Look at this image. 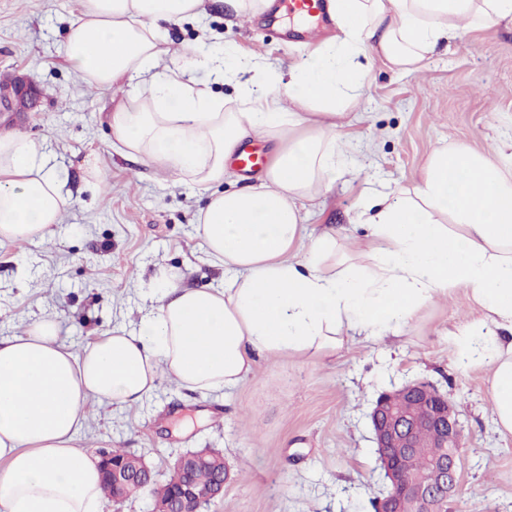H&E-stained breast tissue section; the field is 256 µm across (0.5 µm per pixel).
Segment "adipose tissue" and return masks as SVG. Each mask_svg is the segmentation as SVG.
I'll return each instance as SVG.
<instances>
[{"label": "adipose tissue", "mask_w": 512, "mask_h": 512, "mask_svg": "<svg viewBox=\"0 0 512 512\" xmlns=\"http://www.w3.org/2000/svg\"><path fill=\"white\" fill-rule=\"evenodd\" d=\"M204 0H78L66 30L73 72L135 96L108 113L118 148L209 193L197 232L224 267L220 288L159 279L140 333L112 330L74 354L54 318L0 338V512H104L100 460L81 450L87 406L132 407L160 378L206 394L236 386L259 360L324 359L383 337L455 288L478 316L448 342L460 367L490 370L498 428L512 434V169L437 149L414 186L362 192L354 255L311 208L349 171L355 135L341 107L362 96L375 52L411 72L436 46L512 18V0H328L335 36L288 72L232 46L169 53L167 25L201 19ZM238 80L235 99L196 87ZM273 143L258 184L219 188L251 138ZM41 143L0 131V244L46 237L69 205Z\"/></svg>", "instance_id": "ef3b65f1"}]
</instances>
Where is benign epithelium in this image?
<instances>
[{
	"label": "benign epithelium",
	"mask_w": 512,
	"mask_h": 512,
	"mask_svg": "<svg viewBox=\"0 0 512 512\" xmlns=\"http://www.w3.org/2000/svg\"><path fill=\"white\" fill-rule=\"evenodd\" d=\"M40 92L28 77L0 85V112H16V105L31 110ZM371 424L380 463L390 482L386 495L376 502L375 512H436L448 502L459 484L461 430L454 402L437 388L419 381L379 395L371 412ZM427 424L435 431L443 453L429 469L414 474L409 462L419 447L417 428ZM148 468L143 458L131 455L112 463V501L119 503L141 487L135 474ZM230 474L223 472L217 483L201 487L186 484L174 501H154L153 512H199L197 505L221 495Z\"/></svg>",
	"instance_id": "7a95c632"
}]
</instances>
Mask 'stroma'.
Listing matches in <instances>:
<instances>
[{
    "label": "stroma",
    "mask_w": 512,
    "mask_h": 512,
    "mask_svg": "<svg viewBox=\"0 0 512 512\" xmlns=\"http://www.w3.org/2000/svg\"><path fill=\"white\" fill-rule=\"evenodd\" d=\"M77 0H0V81L28 75L42 90L37 111L8 127L43 144L49 168L71 200L46 238L0 245V338L21 335L46 315L74 354L114 328L140 332L156 304L160 269L190 288L224 284L223 266L200 247L197 186L116 152L106 125L114 102L69 67L65 30ZM226 44L276 62L301 61L307 41L291 35L275 10L247 20L211 6L198 21L169 29L171 48ZM360 101L347 109L358 133L357 165L306 220L361 239L351 217L359 193L408 188L438 147H463L512 166V25L476 30L440 45L412 73L376 56ZM107 173L104 193L91 167ZM475 315L470 295L423 307L396 334L363 341L321 361H260L237 386L206 395L160 382L138 406L88 409L79 443L101 456L123 448L167 475L186 451H221L230 479L203 512H373L388 482L380 468L370 412L377 397L421 381L447 393L459 411L462 469L448 512H512V435L491 411L487 369L457 368L448 334Z\"/></svg>",
    "instance_id": "stroma-1"
}]
</instances>
